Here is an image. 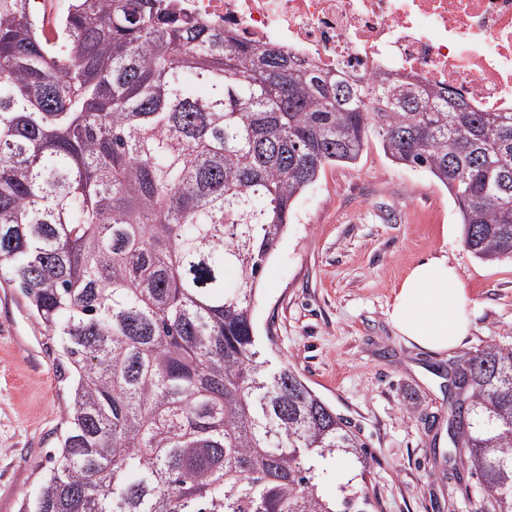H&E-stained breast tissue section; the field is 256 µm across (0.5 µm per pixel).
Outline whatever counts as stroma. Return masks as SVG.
I'll return each instance as SVG.
<instances>
[{
    "mask_svg": "<svg viewBox=\"0 0 512 512\" xmlns=\"http://www.w3.org/2000/svg\"><path fill=\"white\" fill-rule=\"evenodd\" d=\"M447 257L473 299V328L456 349L408 346L387 309L420 259ZM258 336L272 334L290 363L367 443L379 512H487L478 478L448 437L449 371L487 345H512V261L468 251L458 209L427 172L398 166L370 142L352 166L326 168L296 202L259 284ZM70 402L69 383L19 290L0 285V512L34 498Z\"/></svg>",
    "mask_w": 512,
    "mask_h": 512,
    "instance_id": "obj_1",
    "label": "stroma"
}]
</instances>
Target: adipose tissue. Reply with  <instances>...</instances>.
I'll return each mask as SVG.
<instances>
[{
  "label": "adipose tissue",
  "instance_id": "ef3b65f1",
  "mask_svg": "<svg viewBox=\"0 0 512 512\" xmlns=\"http://www.w3.org/2000/svg\"><path fill=\"white\" fill-rule=\"evenodd\" d=\"M472 299L447 257L414 265L397 288L388 317L407 344L431 353L455 349L472 328Z\"/></svg>",
  "mask_w": 512,
  "mask_h": 512
}]
</instances>
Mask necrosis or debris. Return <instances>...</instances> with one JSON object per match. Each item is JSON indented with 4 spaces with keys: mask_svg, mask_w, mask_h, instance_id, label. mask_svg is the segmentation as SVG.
Here are the masks:
<instances>
[{
    "mask_svg": "<svg viewBox=\"0 0 512 512\" xmlns=\"http://www.w3.org/2000/svg\"><path fill=\"white\" fill-rule=\"evenodd\" d=\"M210 27L327 70L445 83L512 112V0H178Z\"/></svg>",
    "mask_w": 512,
    "mask_h": 512,
    "instance_id": "1",
    "label": "necrosis or debris"
}]
</instances>
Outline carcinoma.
Instances as JSON below:
<instances>
[{
    "mask_svg": "<svg viewBox=\"0 0 512 512\" xmlns=\"http://www.w3.org/2000/svg\"><path fill=\"white\" fill-rule=\"evenodd\" d=\"M373 136L448 189L470 252L512 260V112L324 71L162 0H69L49 30L0 0V278L73 382L20 512H376L364 488L320 493L367 444L253 321L295 202ZM457 365L456 446L512 512V346Z\"/></svg>",
    "mask_w": 512,
    "mask_h": 512,
    "instance_id": "obj_1",
    "label": "carcinoma"
}]
</instances>
